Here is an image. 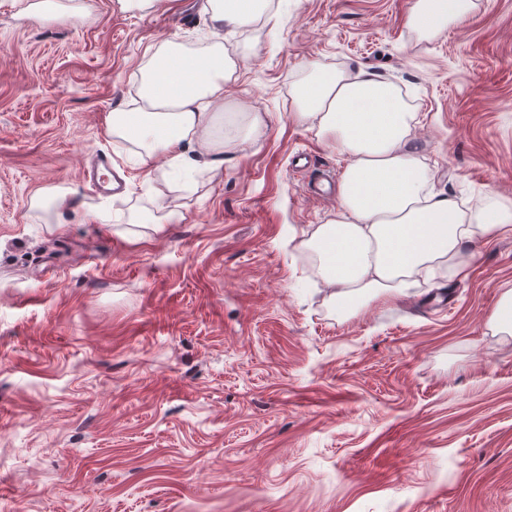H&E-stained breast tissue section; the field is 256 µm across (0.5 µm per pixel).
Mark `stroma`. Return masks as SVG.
I'll return each instance as SVG.
<instances>
[{"label": "stroma", "instance_id": "stroma-1", "mask_svg": "<svg viewBox=\"0 0 512 512\" xmlns=\"http://www.w3.org/2000/svg\"><path fill=\"white\" fill-rule=\"evenodd\" d=\"M18 22L0 0V512H512V348L486 332L512 237L468 277L340 318L290 239L335 211L344 156L291 118L306 64L395 82L435 189L512 200V0L432 40L415 0H273L224 30V99L267 123L224 169L177 177L114 145L167 39L210 33L196 0ZM126 181L84 182L96 154ZM72 195L63 232L30 210ZM161 202L177 223L121 229Z\"/></svg>", "mask_w": 512, "mask_h": 512}]
</instances>
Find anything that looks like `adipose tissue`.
Wrapping results in <instances>:
<instances>
[{
    "label": "adipose tissue",
    "mask_w": 512,
    "mask_h": 512,
    "mask_svg": "<svg viewBox=\"0 0 512 512\" xmlns=\"http://www.w3.org/2000/svg\"><path fill=\"white\" fill-rule=\"evenodd\" d=\"M14 7L18 17L39 19L88 10L86 0H14ZM473 7L474 0H416L409 25L431 39ZM200 9L211 23L208 46L193 53L174 39L159 44L140 67L139 106L109 113L106 124L116 143L180 165L185 141L196 140L205 167L216 173L226 147L266 125L264 115L252 112L229 121L223 137L212 135L224 84L236 71L223 30L256 22L274 29L278 17L270 0H201ZM293 101V120L348 159L335 213L298 236L339 317L408 295L424 282L463 279L475 241L512 236V200L491 193L472 208L434 190L436 173L413 143L419 115L393 84L314 63L295 84Z\"/></svg>",
    "instance_id": "obj_1"
}]
</instances>
